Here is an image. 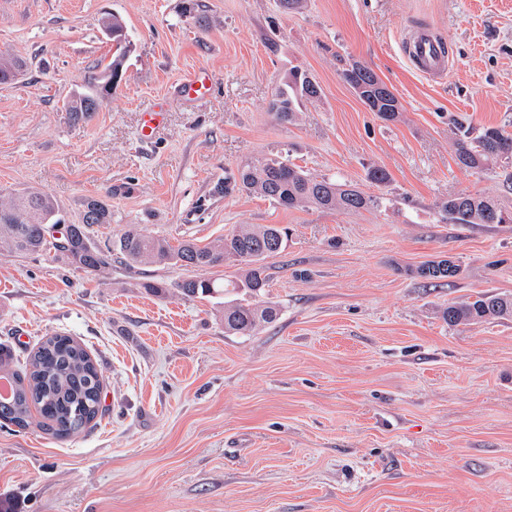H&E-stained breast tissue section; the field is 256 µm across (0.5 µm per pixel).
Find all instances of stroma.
I'll list each match as a JSON object with an SVG mask.
<instances>
[{
    "mask_svg": "<svg viewBox=\"0 0 512 512\" xmlns=\"http://www.w3.org/2000/svg\"><path fill=\"white\" fill-rule=\"evenodd\" d=\"M114 15L122 78L73 122L67 100L116 51ZM420 29L446 40L440 81L404 53ZM0 55L26 64L0 84V199L48 194L69 224L104 199L100 245L134 225L204 244L242 224L290 230L265 261L261 301L278 315L248 335L225 332L219 300L174 289L180 268L86 273L0 252V344L22 359L69 334L105 380V416L80 435L0 428V497L16 512H512V318L440 316L512 296V224H452L437 207L459 193L512 206V166L455 163L462 131L512 123V0H0ZM355 63L396 94V121L344 81ZM296 68L322 94L283 123L272 102ZM194 70L212 87L187 96ZM159 96L166 123L140 144ZM277 156L384 204L285 209L234 188L242 164ZM444 258L456 276H417ZM442 317L449 325H469L489 318L512 317V297L481 294L473 300L468 298L448 305V308L443 310Z\"/></svg>",
    "mask_w": 512,
    "mask_h": 512,
    "instance_id": "stroma-1",
    "label": "stroma"
}]
</instances>
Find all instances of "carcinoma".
Masks as SVG:
<instances>
[{"label": "carcinoma", "instance_id": "obj_1", "mask_svg": "<svg viewBox=\"0 0 512 512\" xmlns=\"http://www.w3.org/2000/svg\"><path fill=\"white\" fill-rule=\"evenodd\" d=\"M112 41L118 53L106 68L122 71L126 56L125 28L112 16ZM350 85L360 90L358 97L371 112L385 122L398 118L393 103L397 96L369 67L355 64L344 73ZM87 91L77 92L66 104L71 120L86 122L100 106L98 77L86 81ZM291 92L282 91L273 104L277 117L288 122L295 116V102L321 95L320 86L304 73H295ZM456 164L465 169L480 170L490 163H512V126L484 127L471 136L463 133L455 154ZM238 189L253 193L281 207L292 209L314 207L356 213L377 210L381 197L354 184L314 175L280 157L258 160L243 166L235 180ZM444 219L456 224H511L512 211L494 200L480 195L458 194L438 203ZM56 205L51 197L39 192L21 191L8 200H0V250L19 255L53 250L64 256L68 264L92 273L109 264L112 250H117L130 266L152 264L179 266L195 275L175 284L188 297L227 296L243 290L257 297L267 286L263 261L281 252L289 237V229L279 224H246L215 242L200 245L194 239H183L174 246L169 240L144 234L138 227L126 230L116 248L105 249L92 239L94 227L112 223V212L103 200H84L81 223L67 224L62 237L54 236L61 221L55 219ZM232 258L244 265L237 281L224 280V259ZM457 266L449 259L430 261L417 270L428 280L452 278ZM277 317L271 305L243 304L224 300V331L239 335L253 333L261 324ZM443 319L450 325H469L489 318L512 317V297L481 294L448 306ZM12 354L0 347V373L12 382V397L0 400V424L28 428L37 411L36 421L55 439H68L97 424L103 415L100 394L103 376L97 362L75 338L53 333L28 354L20 370L11 367Z\"/></svg>", "mask_w": 512, "mask_h": 512}]
</instances>
